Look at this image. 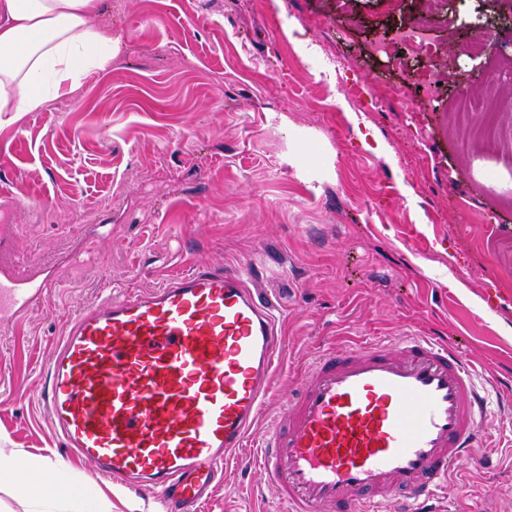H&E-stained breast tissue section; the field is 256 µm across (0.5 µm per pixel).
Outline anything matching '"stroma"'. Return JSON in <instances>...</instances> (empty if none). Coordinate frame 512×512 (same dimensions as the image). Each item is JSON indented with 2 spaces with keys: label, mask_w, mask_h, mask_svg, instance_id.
I'll return each mask as SVG.
<instances>
[{
  "label": "stroma",
  "mask_w": 512,
  "mask_h": 512,
  "mask_svg": "<svg viewBox=\"0 0 512 512\" xmlns=\"http://www.w3.org/2000/svg\"><path fill=\"white\" fill-rule=\"evenodd\" d=\"M94 21L111 69L0 118V269L55 282L0 316V456L162 512L69 458L40 399L71 315L198 264L251 268L277 305L263 424L319 350L359 340H445L512 387V0H102ZM481 430L448 494L512 512V407ZM201 512L282 505L230 465Z\"/></svg>",
  "instance_id": "1"
}]
</instances>
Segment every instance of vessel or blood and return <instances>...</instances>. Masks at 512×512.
I'll return each instance as SVG.
<instances>
[{
  "label": "vessel or blood",
  "mask_w": 512,
  "mask_h": 512,
  "mask_svg": "<svg viewBox=\"0 0 512 512\" xmlns=\"http://www.w3.org/2000/svg\"><path fill=\"white\" fill-rule=\"evenodd\" d=\"M0 274V313L46 297ZM247 270L196 266L69 318L41 400L65 448L117 484L198 512L224 466L257 467L286 512H437L474 461L487 410L474 367L422 336L317 354L286 413L247 447L286 338Z\"/></svg>",
  "instance_id": "b4317fda"
}]
</instances>
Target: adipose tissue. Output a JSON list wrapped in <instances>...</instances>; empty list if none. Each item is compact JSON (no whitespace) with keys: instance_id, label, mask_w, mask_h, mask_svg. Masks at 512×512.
<instances>
[{"instance_id":"1","label":"adipose tissue","mask_w":512,"mask_h":512,"mask_svg":"<svg viewBox=\"0 0 512 512\" xmlns=\"http://www.w3.org/2000/svg\"><path fill=\"white\" fill-rule=\"evenodd\" d=\"M100 0H0V113L33 112L111 67L118 42Z\"/></svg>"}]
</instances>
